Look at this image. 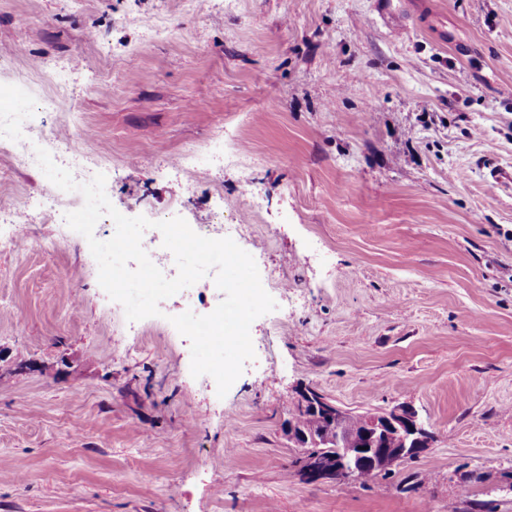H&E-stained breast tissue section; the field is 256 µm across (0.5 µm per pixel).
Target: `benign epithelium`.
<instances>
[{
    "mask_svg": "<svg viewBox=\"0 0 512 512\" xmlns=\"http://www.w3.org/2000/svg\"><path fill=\"white\" fill-rule=\"evenodd\" d=\"M301 393L317 416L330 426L326 440L343 444L342 452L328 470L298 468L299 475L308 482L335 480L342 473L356 475L362 467L373 472L390 471L418 457L430 445L431 433L410 406L352 413L314 389H303Z\"/></svg>",
    "mask_w": 512,
    "mask_h": 512,
    "instance_id": "obj_1",
    "label": "benign epithelium"
}]
</instances>
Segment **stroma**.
<instances>
[{
    "label": "stroma",
    "mask_w": 512,
    "mask_h": 512,
    "mask_svg": "<svg viewBox=\"0 0 512 512\" xmlns=\"http://www.w3.org/2000/svg\"><path fill=\"white\" fill-rule=\"evenodd\" d=\"M13 47L80 58L117 210L223 213L291 299L221 398L169 320L186 298L128 321L86 238L34 225L0 250V512H512V0H0ZM219 134L208 171L170 167ZM45 180L0 152V203ZM306 386L411 405L430 446L305 481L283 424Z\"/></svg>",
    "instance_id": "1"
}]
</instances>
